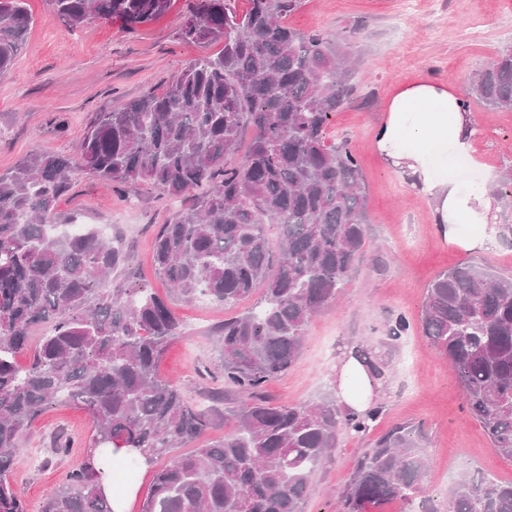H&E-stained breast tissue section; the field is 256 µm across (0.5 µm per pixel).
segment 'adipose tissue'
Masks as SVG:
<instances>
[{
	"label": "adipose tissue",
	"mask_w": 512,
	"mask_h": 512,
	"mask_svg": "<svg viewBox=\"0 0 512 512\" xmlns=\"http://www.w3.org/2000/svg\"><path fill=\"white\" fill-rule=\"evenodd\" d=\"M475 116L462 106L454 87L430 80L401 84L391 96L387 114L376 128L374 148L395 169L417 180L444 224L450 245L466 252H494L502 228L498 202L486 188H465L459 181L435 177L434 169L449 158L470 156ZM382 376L373 374L346 353L336 368V401L359 414L382 400Z\"/></svg>",
	"instance_id": "ef3b65f1"
}]
</instances>
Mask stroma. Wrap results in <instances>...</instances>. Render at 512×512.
<instances>
[{"label": "stroma", "instance_id": "35a3bbf8", "mask_svg": "<svg viewBox=\"0 0 512 512\" xmlns=\"http://www.w3.org/2000/svg\"><path fill=\"white\" fill-rule=\"evenodd\" d=\"M194 7L195 0H173L164 15L134 29L102 19L72 29L55 18L50 0H25L30 23L24 49L0 76V173L35 151L75 154L96 113L162 91L171 74L192 59L220 53L221 44L181 40L179 27ZM474 21L482 25L481 37L464 38L463 29ZM288 23L304 32L358 33L353 66L358 90L332 119L329 132L348 140L359 159L368 222L364 252L348 282L335 302L311 320L300 357L286 375L267 385L265 394L291 404L334 398L339 360L351 347H366L386 367L376 433L405 423L422 425L431 459L422 494L384 503L377 512H447L461 476L491 473L510 481L512 460L491 451L447 359L423 336L419 317L427 285L438 272L467 262L512 275V195L498 201V221L507 229L500 247L492 253L460 251L436 228L429 199L374 150L373 133L402 82L441 80L465 94L473 74L512 45V0H416L412 10L407 0H304ZM470 109L477 117L472 147L481 165L460 161L450 172L498 184L503 170L512 166V112L475 102ZM187 203L145 183L118 194L83 177L57 209L120 240L126 255L120 283L165 297L168 285L152 264L153 240L159 225ZM260 299L256 293L231 307L176 302L180 332L157 365L159 375L179 383L194 403L206 405L218 367L215 327ZM400 315L411 327L394 339L388 329ZM93 430L85 410L53 406L26 432L11 481L29 512H40L62 472L85 462L82 446ZM59 431L79 443L65 457L51 452V439ZM371 441L368 435L340 436L313 476L314 490L303 512H336V495Z\"/></svg>", "mask_w": 512, "mask_h": 512}]
</instances>
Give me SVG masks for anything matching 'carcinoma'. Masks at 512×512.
Returning a JSON list of instances; mask_svg holds the SVG:
<instances>
[{
	"mask_svg": "<svg viewBox=\"0 0 512 512\" xmlns=\"http://www.w3.org/2000/svg\"><path fill=\"white\" fill-rule=\"evenodd\" d=\"M197 0L181 26L187 42H224L192 60L160 93L99 112L74 158L31 153L0 173V512H27L10 474L24 433L54 404L84 408L94 427L87 457L132 448L152 475L141 512H302L312 476L343 434L366 422L333 400L272 403L265 385L301 354L312 317L331 305L365 243L360 164L329 125L350 100L354 33H302L287 18L303 0ZM172 0H51L71 28L91 18L134 28ZM23 0H0V75L24 46ZM512 112V47L471 78L466 99ZM248 148L234 159L243 131ZM120 189L144 182L193 204L160 225L153 263L171 297L236 304L262 291L259 308L218 329L224 390L240 402L210 414L157 363L180 325L169 302L144 288L106 287L118 247L56 212L76 173ZM277 251L269 245V235ZM44 327L35 345L30 331ZM424 336L448 358L468 410L491 447L512 459V276L463 263L429 284ZM28 357L26 365L18 359ZM224 419V439L204 434ZM421 428L395 427L358 457L339 512H366L424 490ZM187 454L176 449L190 444ZM89 460L63 474L41 512H114ZM448 512H512V481L457 480Z\"/></svg>",
	"mask_w": 512,
	"mask_h": 512,
	"instance_id": "1",
	"label": "carcinoma"
}]
</instances>
